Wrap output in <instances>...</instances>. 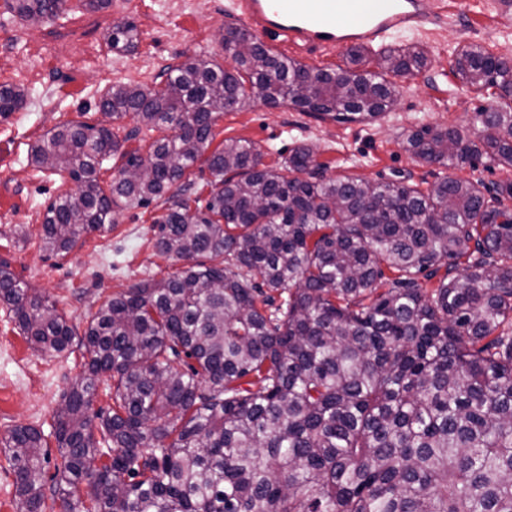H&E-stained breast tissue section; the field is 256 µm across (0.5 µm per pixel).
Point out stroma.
I'll return each instance as SVG.
<instances>
[{"instance_id": "stroma-1", "label": "stroma", "mask_w": 512, "mask_h": 512, "mask_svg": "<svg viewBox=\"0 0 512 512\" xmlns=\"http://www.w3.org/2000/svg\"><path fill=\"white\" fill-rule=\"evenodd\" d=\"M447 20L432 41L406 34L390 45L421 44L429 63L396 78L390 112L363 122L341 123L284 105L251 104L220 115L214 145L242 140L264 153L266 164L287 160L301 144L313 145L329 178L354 176L405 185L434 183L452 176L488 187L512 180V172L479 162L446 169L416 161L404 147L410 130L453 126L477 139L476 110L485 101L451 73L456 50L481 46L512 57V0H442ZM230 0H112L108 8H72L57 19L31 24L0 6V86L25 92V105L0 117V262L21 281L54 302L77 330L112 296L144 280H158L181 269V261L156 248V220L168 205L116 212L111 231L81 236L68 253L42 248L48 205L60 193L76 192L68 176L42 173L28 163L31 145L65 123L99 125L106 88L131 82L147 88L164 80L169 68L205 55L222 67L232 65L222 37L241 20ZM133 21L139 31L135 50L119 52L106 34L118 22ZM83 351L40 353L22 336L0 305V447L17 426L49 429L64 390L83 371Z\"/></svg>"}]
</instances>
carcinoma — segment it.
Listing matches in <instances>:
<instances>
[{
    "mask_svg": "<svg viewBox=\"0 0 512 512\" xmlns=\"http://www.w3.org/2000/svg\"><path fill=\"white\" fill-rule=\"evenodd\" d=\"M6 7L24 21L68 10ZM106 38L130 51L139 32L123 21ZM224 47L232 68L196 56L160 87L116 83L101 99L106 123L63 124L29 150L38 171L78 186L49 204L45 251L164 197L156 247L183 267L108 300L79 337L0 264V304L33 348L59 354L77 338L86 354L51 431L17 426L5 445L15 512H512V183L326 179L307 145L278 168L247 142L207 157L219 107L369 121L395 103L389 77L427 65L405 45L371 70L367 48L352 46L348 66L315 71L241 27L224 30ZM452 73L494 100L477 110L479 142L422 126L406 151L512 168V58L468 46ZM24 102L0 86V116ZM128 115L173 134L145 157L128 151L139 130L121 139L109 127ZM109 158L121 168L106 189ZM201 159L212 176L203 206L189 197ZM132 165L145 173L127 180ZM102 373L113 384L112 406L96 413L101 443L89 411ZM50 437L60 463L49 486Z\"/></svg>",
    "mask_w": 512,
    "mask_h": 512,
    "instance_id": "1",
    "label": "carcinoma"
}]
</instances>
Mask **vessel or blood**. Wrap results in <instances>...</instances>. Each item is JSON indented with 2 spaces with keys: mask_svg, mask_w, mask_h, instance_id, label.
<instances>
[{
  "mask_svg": "<svg viewBox=\"0 0 512 512\" xmlns=\"http://www.w3.org/2000/svg\"><path fill=\"white\" fill-rule=\"evenodd\" d=\"M231 9L271 44L317 52L425 33L443 20L423 0H231Z\"/></svg>",
  "mask_w": 512,
  "mask_h": 512,
  "instance_id": "1",
  "label": "vessel or blood"
}]
</instances>
